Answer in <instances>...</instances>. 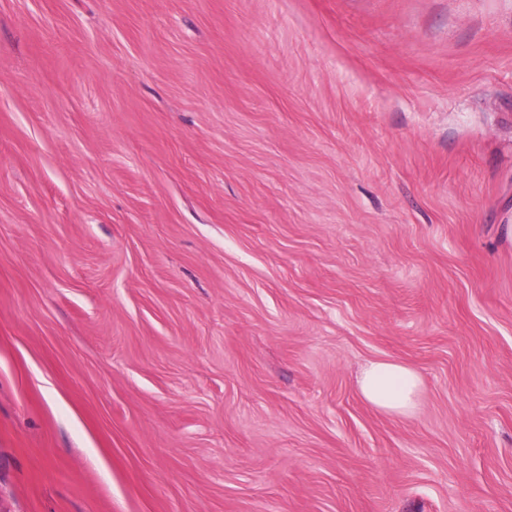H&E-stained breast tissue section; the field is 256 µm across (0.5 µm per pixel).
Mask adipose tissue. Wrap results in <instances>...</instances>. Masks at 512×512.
Returning <instances> with one entry per match:
<instances>
[{
	"label": "adipose tissue",
	"instance_id": "1",
	"mask_svg": "<svg viewBox=\"0 0 512 512\" xmlns=\"http://www.w3.org/2000/svg\"><path fill=\"white\" fill-rule=\"evenodd\" d=\"M358 393L372 407L396 418L417 409L421 376L412 367L394 360L368 363L357 378Z\"/></svg>",
	"mask_w": 512,
	"mask_h": 512
}]
</instances>
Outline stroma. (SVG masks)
I'll return each mask as SVG.
<instances>
[{"label":"stroma","mask_w":512,"mask_h":512,"mask_svg":"<svg viewBox=\"0 0 512 512\" xmlns=\"http://www.w3.org/2000/svg\"><path fill=\"white\" fill-rule=\"evenodd\" d=\"M0 512H512V0H0ZM421 376L412 367L394 360L368 363L357 378L358 393L372 407L396 418L417 409Z\"/></svg>","instance_id":"35a3bbf8"}]
</instances>
